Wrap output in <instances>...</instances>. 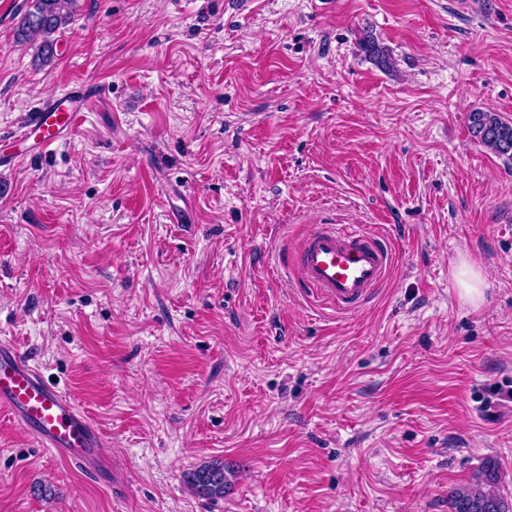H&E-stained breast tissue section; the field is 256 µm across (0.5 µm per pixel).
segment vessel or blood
Instances as JSON below:
<instances>
[{"label":"vessel or blood","mask_w":512,"mask_h":512,"mask_svg":"<svg viewBox=\"0 0 512 512\" xmlns=\"http://www.w3.org/2000/svg\"><path fill=\"white\" fill-rule=\"evenodd\" d=\"M101 85L80 83L49 96L40 112L28 117L16 134L27 141L33 132L44 137L41 152L65 140L86 112L100 101ZM393 262L391 249L361 228L315 224L295 257L304 283L339 313L366 302L384 282ZM0 408L27 429L39 447L80 468L100 466L101 432L62 389L44 379L39 369L9 341L0 340Z\"/></svg>","instance_id":"1"}]
</instances>
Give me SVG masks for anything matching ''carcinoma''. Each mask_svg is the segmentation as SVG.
<instances>
[{"mask_svg":"<svg viewBox=\"0 0 512 512\" xmlns=\"http://www.w3.org/2000/svg\"><path fill=\"white\" fill-rule=\"evenodd\" d=\"M76 0H31L29 9L19 14L15 38L20 45L38 42L37 58L47 66L56 58L57 41L54 35L70 22ZM362 49L383 69L394 65L391 54L373 40H365ZM469 132L472 137L497 154H504L503 145L512 148V123L502 121L495 113L476 109L469 113ZM189 483L200 495L224 497L227 478L224 462L213 461L188 473ZM498 471L492 461L479 466L472 481L449 491L450 512H512V504L498 492Z\"/></svg>","mask_w":512,"mask_h":512,"instance_id":"1","label":"carcinoma"}]
</instances>
